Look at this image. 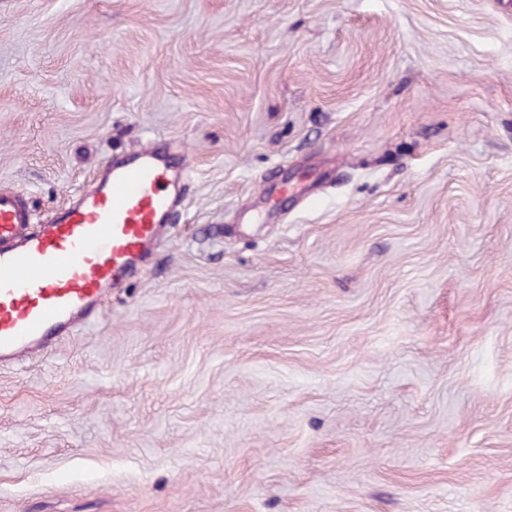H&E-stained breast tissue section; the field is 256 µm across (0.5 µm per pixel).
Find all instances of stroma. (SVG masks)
I'll use <instances>...</instances> for the list:
<instances>
[{"label":"stroma","mask_w":512,"mask_h":512,"mask_svg":"<svg viewBox=\"0 0 512 512\" xmlns=\"http://www.w3.org/2000/svg\"><path fill=\"white\" fill-rule=\"evenodd\" d=\"M154 140L143 272L0 367V512H512V0H0L33 223Z\"/></svg>","instance_id":"stroma-1"}]
</instances>
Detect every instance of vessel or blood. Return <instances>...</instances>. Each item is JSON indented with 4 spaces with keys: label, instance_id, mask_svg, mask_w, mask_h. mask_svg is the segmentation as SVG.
<instances>
[{
    "label": "vessel or blood",
    "instance_id": "1",
    "mask_svg": "<svg viewBox=\"0 0 512 512\" xmlns=\"http://www.w3.org/2000/svg\"><path fill=\"white\" fill-rule=\"evenodd\" d=\"M185 149L149 144L113 159L91 186L33 224L28 200L0 190V363L52 349L96 317L142 269L180 204Z\"/></svg>",
    "mask_w": 512,
    "mask_h": 512
}]
</instances>
